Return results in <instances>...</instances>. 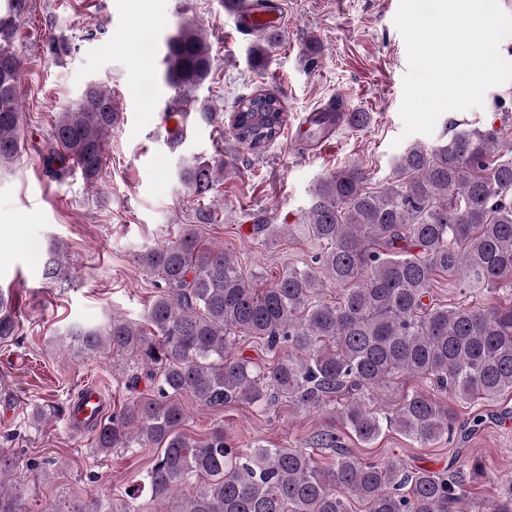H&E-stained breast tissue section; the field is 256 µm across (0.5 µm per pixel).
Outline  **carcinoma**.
<instances>
[{
    "label": "carcinoma",
    "mask_w": 512,
    "mask_h": 512,
    "mask_svg": "<svg viewBox=\"0 0 512 512\" xmlns=\"http://www.w3.org/2000/svg\"><path fill=\"white\" fill-rule=\"evenodd\" d=\"M0 15V166L20 153L22 105L16 94L23 62L12 51L15 21L32 0H3ZM275 41L266 35L251 49L265 62ZM54 59L70 53L63 33L44 42ZM163 83L174 92L170 142L186 137L187 118L211 123L216 112L198 102L212 75L208 34L188 22L161 49ZM273 104L262 132L248 136L237 115L228 134L259 151L278 139L286 106ZM112 93L88 84L78 103L63 109L42 152L57 176L76 166L93 183L106 160L117 123ZM227 163L195 158L178 180L201 197L224 178ZM358 166L337 169L318 182L301 218L319 251L288 266L270 287L258 288L224 249L199 242L192 225L167 244L138 255L165 287L147 308L144 329L112 318L102 329L74 325L67 335L84 350L130 351L145 369L152 393L126 402L112 418L92 421L97 448L107 453L133 444L155 449L143 481L131 486L123 512H139L138 499H179L175 512H466L468 487L479 476L477 459L442 470L409 468L400 459L367 461L342 446L341 434L369 445L395 430L422 447L457 433L454 404L476 405L512 392V140L494 131L462 130L447 141L414 144L392 163L385 184L371 190ZM448 276L463 296L442 302L434 289ZM338 287L322 298L324 283ZM9 297L0 294V341L13 338ZM255 339L273 361L237 350ZM415 379L422 388L397 407L370 404L377 388ZM190 394L211 409L245 404L268 411L281 397L305 410H328L335 424L315 430L306 446L249 450L232 446L224 427L206 438L182 432ZM330 455L320 465L317 453ZM196 482L194 491L185 487ZM490 512H512V480L499 484Z\"/></svg>",
    "instance_id": "cac0c4a2"
}]
</instances>
